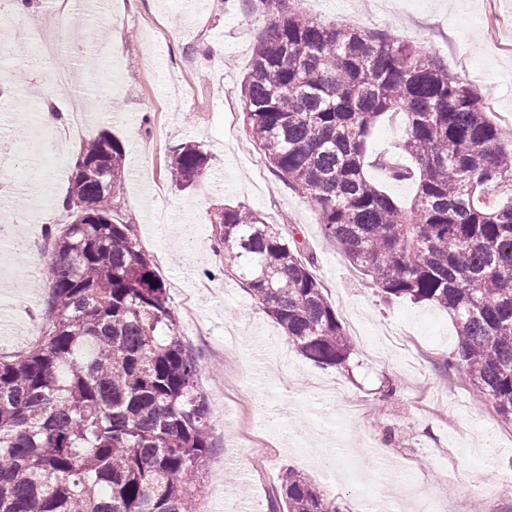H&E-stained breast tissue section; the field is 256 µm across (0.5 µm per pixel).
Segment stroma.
Masks as SVG:
<instances>
[{
	"label": "stroma",
	"mask_w": 512,
	"mask_h": 512,
	"mask_svg": "<svg viewBox=\"0 0 512 512\" xmlns=\"http://www.w3.org/2000/svg\"><path fill=\"white\" fill-rule=\"evenodd\" d=\"M304 0L328 24L381 29L415 42L445 61L478 92L493 88V121L512 115V0ZM112 14L82 16L70 42L72 95L52 89L53 67L29 73L25 48L0 45V148L15 165L35 160L18 129L38 137L31 87L61 111L88 110L82 135L68 142L33 207L28 190L9 199V222H20L30 252L44 250L41 224L59 218L73 161L86 138L109 131L125 148L128 177L116 198L118 221L134 225L139 242L180 309L197 300V318L179 317V331L200 365L199 386L211 408L214 446L202 469L200 512H270L281 475L304 474L340 512L364 498L386 496L400 483L406 512H512L501 490L512 473V426L473 397L460 371L444 361L456 347L447 311L430 303L385 299L324 235L316 206L272 172L257 174V152L243 117H232L258 33L266 19L224 0H112ZM112 42L107 59L98 45ZM208 43L222 53L202 56ZM193 58L182 78L179 67ZM200 145L211 157L205 180L183 189L163 175L173 148ZM242 203L272 224L295 228L310 268L352 336L348 361L320 367L288 342L240 279L223 274L210 247L217 208ZM216 271L204 280V270ZM47 266H31L10 238L0 239V354L24 350L25 336L45 315Z\"/></svg>",
	"instance_id": "stroma-1"
}]
</instances>
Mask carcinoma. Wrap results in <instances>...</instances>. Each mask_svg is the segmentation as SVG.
<instances>
[{
  "instance_id": "1",
  "label": "carcinoma",
  "mask_w": 512,
  "mask_h": 512,
  "mask_svg": "<svg viewBox=\"0 0 512 512\" xmlns=\"http://www.w3.org/2000/svg\"><path fill=\"white\" fill-rule=\"evenodd\" d=\"M272 16L240 85L244 121L271 172L318 206L324 235L385 297L448 311V369L512 424V141L448 64L385 33L325 24L301 0H242ZM401 117L407 164L373 155L385 117ZM196 144L171 150L183 187L209 172ZM415 185L411 201L368 177ZM125 150L86 140L63 209L47 226L49 315L41 340L0 355V512H193L211 448L198 364L167 285L135 226L114 218ZM224 272L241 278L288 341L338 366L351 342L336 309L280 225L238 203L211 219ZM272 512H338L305 478L281 476Z\"/></svg>"
}]
</instances>
